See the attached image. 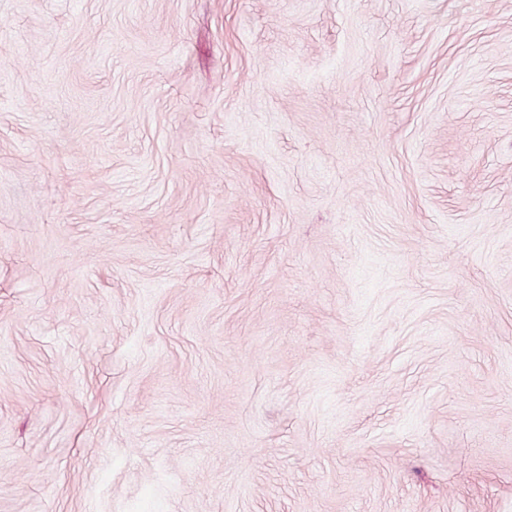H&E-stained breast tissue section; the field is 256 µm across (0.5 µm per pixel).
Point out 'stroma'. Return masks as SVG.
Here are the masks:
<instances>
[{"mask_svg": "<svg viewBox=\"0 0 512 512\" xmlns=\"http://www.w3.org/2000/svg\"><path fill=\"white\" fill-rule=\"evenodd\" d=\"M0 512H512V0H0Z\"/></svg>", "mask_w": 512, "mask_h": 512, "instance_id": "stroma-1", "label": "stroma"}]
</instances>
